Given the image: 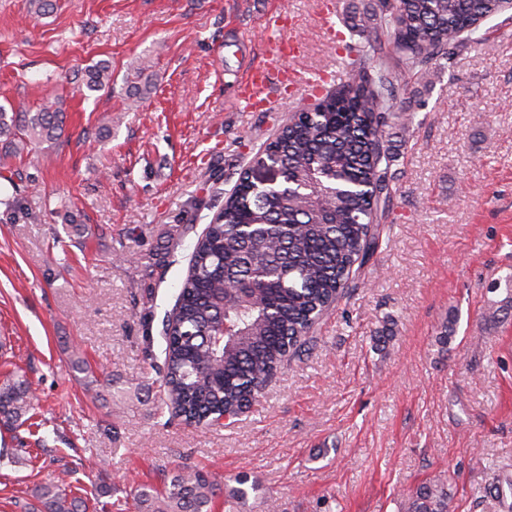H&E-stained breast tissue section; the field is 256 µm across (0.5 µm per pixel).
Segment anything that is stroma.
Here are the masks:
<instances>
[{"label": "stroma", "instance_id": "35a3bbf8", "mask_svg": "<svg viewBox=\"0 0 512 512\" xmlns=\"http://www.w3.org/2000/svg\"><path fill=\"white\" fill-rule=\"evenodd\" d=\"M369 2L56 0L37 18L0 0V105L65 112L62 143L23 158L37 190L0 178V380L23 375L45 424L0 426V512L48 483L98 490L97 512H116L184 466L223 487L213 512H405L436 476L450 512H512V495L489 492L512 478V315L492 317L503 294L489 290L512 275V10L427 83L399 81L412 121L389 130L397 193L380 246L260 402L234 428L189 426L156 369L193 242L278 126L341 87L336 40L357 41L347 18ZM288 37L293 60L275 49ZM101 60L111 92H80L74 71ZM258 67L322 81L245 112L234 80ZM75 352L111 389L87 392ZM42 432L59 438L39 446ZM242 476L258 489L232 498Z\"/></svg>", "mask_w": 512, "mask_h": 512}]
</instances>
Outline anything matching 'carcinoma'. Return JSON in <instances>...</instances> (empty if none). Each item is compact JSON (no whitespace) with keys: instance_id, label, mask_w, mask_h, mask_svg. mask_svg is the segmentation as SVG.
Listing matches in <instances>:
<instances>
[{"instance_id":"1","label":"carcinoma","mask_w":512,"mask_h":512,"mask_svg":"<svg viewBox=\"0 0 512 512\" xmlns=\"http://www.w3.org/2000/svg\"><path fill=\"white\" fill-rule=\"evenodd\" d=\"M502 0H379L351 28L361 36L359 67L347 84L312 110L294 112L239 172L224 208L197 237L186 279L163 324V381L175 416L189 425L210 415L233 419L258 402L288 359L306 351L318 322L345 296L356 272L379 246L380 223L393 205L387 129L405 126L393 105L395 82L408 72L427 80L430 65L466 36L479 45L482 21ZM80 88L112 89V68L87 67ZM63 112L0 106L3 158H22L33 143L61 138ZM273 159L280 183L254 188L249 170ZM74 371L91 390L98 378L74 354ZM29 383L0 382V423L20 427L34 409ZM221 493L207 474L178 468L158 490L144 485L134 502L143 512H211ZM36 499L40 512H86L85 501L55 484ZM448 486L419 485L407 512H448Z\"/></svg>"}]
</instances>
